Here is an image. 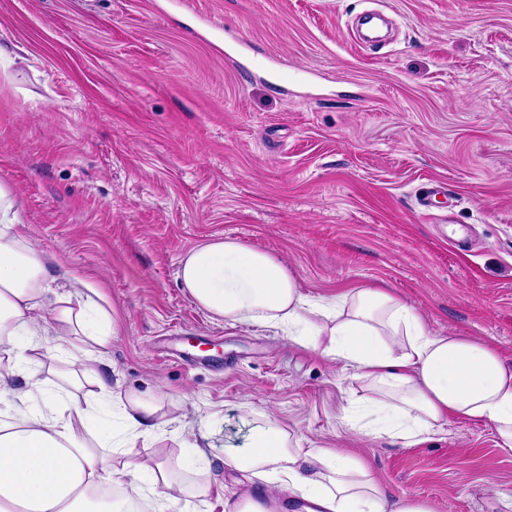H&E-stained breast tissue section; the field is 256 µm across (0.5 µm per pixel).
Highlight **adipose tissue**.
<instances>
[{
	"instance_id": "obj_1",
	"label": "adipose tissue",
	"mask_w": 512,
	"mask_h": 512,
	"mask_svg": "<svg viewBox=\"0 0 512 512\" xmlns=\"http://www.w3.org/2000/svg\"><path fill=\"white\" fill-rule=\"evenodd\" d=\"M19 222L16 197L0 184V512H129L148 497L156 512H178L191 497L206 512H434L425 501L389 496L363 460L304 447L270 418L242 449L221 457L183 441L180 467L206 476L189 485L167 458L147 462L138 452L167 424L157 400L113 393L99 375L88 388L61 370L44 407L32 406L28 388L51 357L50 337H80L84 354L101 362L115 329L91 282L75 278L68 294L57 293L50 263L17 233ZM178 275L212 318L282 332L366 382L375 418L364 423L345 409L350 429L413 446L448 419L466 418L492 424L503 449L512 450V366L475 339L431 334L405 299L361 288L310 300L282 262L230 238L188 250ZM105 398L120 428L99 416ZM228 468L264 482L269 503L254 488L230 500ZM104 489L121 491L123 500H98Z\"/></svg>"
}]
</instances>
